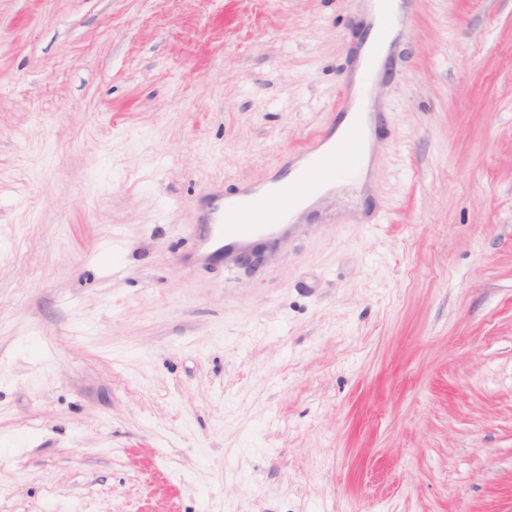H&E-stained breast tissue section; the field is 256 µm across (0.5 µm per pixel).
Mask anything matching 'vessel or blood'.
Masks as SVG:
<instances>
[{
  "label": "vessel or blood",
  "instance_id": "vessel-or-blood-1",
  "mask_svg": "<svg viewBox=\"0 0 512 512\" xmlns=\"http://www.w3.org/2000/svg\"><path fill=\"white\" fill-rule=\"evenodd\" d=\"M390 0H380L376 17L372 51L365 60L368 74H375L379 53L386 33L395 17L389 8ZM364 121L362 113H354L352 124L333 150L317 154L314 146H306L312 161L292 182L281 189L278 204H271L268 196L248 195L241 201L226 202L222 191L212 195V206L201 222L213 241L224 247L244 248L259 236L274 235L288 221L289 212L301 201L322 196L327 187L346 174L358 170L363 156Z\"/></svg>",
  "mask_w": 512,
  "mask_h": 512
}]
</instances>
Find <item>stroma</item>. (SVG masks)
I'll use <instances>...</instances> for the list:
<instances>
[{
    "instance_id": "35a3bbf8",
    "label": "stroma",
    "mask_w": 512,
    "mask_h": 512,
    "mask_svg": "<svg viewBox=\"0 0 512 512\" xmlns=\"http://www.w3.org/2000/svg\"><path fill=\"white\" fill-rule=\"evenodd\" d=\"M365 3L0 0V512H512V0H411L360 198L197 237Z\"/></svg>"
}]
</instances>
